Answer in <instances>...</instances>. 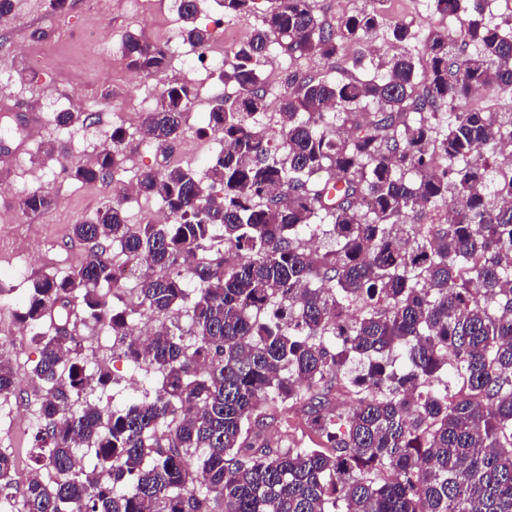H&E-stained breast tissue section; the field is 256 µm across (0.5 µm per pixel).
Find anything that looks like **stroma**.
<instances>
[{
  "instance_id": "1",
  "label": "stroma",
  "mask_w": 512,
  "mask_h": 512,
  "mask_svg": "<svg viewBox=\"0 0 512 512\" xmlns=\"http://www.w3.org/2000/svg\"><path fill=\"white\" fill-rule=\"evenodd\" d=\"M11 17L0 21V83H11L15 111L0 118V139L20 140L18 121L27 109L43 116L42 139L30 144L26 153L13 157L7 179L15 192L0 194V214L15 213V198L27 191L48 192L52 203L44 210L18 215L28 235L39 244L36 257L24 258L20 249H0V279L10 287L0 293V341L13 363L18 390L0 397V448L15 457V480L25 484L34 467L30 449L34 427L25 409L35 408L40 385L33 376L39 359L29 335L21 334L16 317L32 279L45 273L66 275L87 251L73 240L71 227L89 220L111 201L115 184L135 182L144 171L157 168L161 156L155 145L142 141L140 125L155 104L163 87L159 77L131 71L120 47L126 34L135 32L150 42L171 40L173 54L169 75L191 84L196 98L182 126V133L169 156L171 164L203 171L208 160L222 147L219 137L205 128V117L213 97L222 91L217 71L197 72L188 64L189 44L180 37L181 21L171 0H67L56 11L50 0H14ZM378 10L388 17L413 22L416 28H455L454 20L430 13L427 0H379ZM102 29L97 46L86 44L81 35ZM42 39H32L33 31ZM26 71L24 83H13L18 71ZM80 97L84 111L93 122L67 128L57 126V112L66 110L73 97ZM124 126L130 138L124 149V169L118 183L84 185L61 174L60 159L88 164L94 161L114 126ZM54 154H46L47 145ZM75 335L87 352L99 358L111 377L103 388H94L86 399L99 405L122 406L131 402L138 389L155 388L160 378L136 371L112 344L110 332L90 325H78Z\"/></svg>"
}]
</instances>
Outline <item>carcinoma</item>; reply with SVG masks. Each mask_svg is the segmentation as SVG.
<instances>
[{
	"instance_id": "1",
	"label": "carcinoma",
	"mask_w": 512,
	"mask_h": 512,
	"mask_svg": "<svg viewBox=\"0 0 512 512\" xmlns=\"http://www.w3.org/2000/svg\"><path fill=\"white\" fill-rule=\"evenodd\" d=\"M491 2L468 15L464 0H428L458 23L453 44L444 28L421 33L375 9L330 21L315 0H272L224 59L234 94L206 115L224 147L201 174L168 163L195 91L166 79L145 117L162 162L138 189L171 222L127 223L121 191L73 225L84 260L33 280L18 320L39 350L37 474L13 493L0 450V512H512V204H499L512 200V116L460 106L482 90L512 97V12L488 14ZM217 4L228 17L257 9ZM198 13L199 0H178L182 35L203 48L212 34ZM382 29L412 50L362 77L290 71L278 132L262 123L272 53L334 63L342 40ZM122 53L142 75L169 69L170 51L140 36ZM89 119L56 115L63 127ZM127 138L113 127L68 175L107 181ZM50 202L38 189L19 197L30 212ZM318 236L330 246L309 248ZM115 248L145 265L133 300ZM182 311L188 329L129 339L142 313ZM79 323L108 328L161 386L123 407L84 400L109 375L73 336ZM342 378L356 402L338 411ZM15 390L0 352V395ZM286 405L302 409L314 446L265 438Z\"/></svg>"
}]
</instances>
